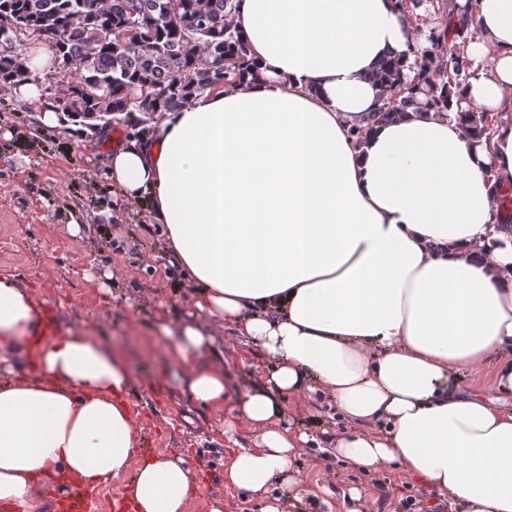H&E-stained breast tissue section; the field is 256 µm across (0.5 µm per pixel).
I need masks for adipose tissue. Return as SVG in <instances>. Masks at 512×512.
<instances>
[{
  "label": "adipose tissue",
  "mask_w": 512,
  "mask_h": 512,
  "mask_svg": "<svg viewBox=\"0 0 512 512\" xmlns=\"http://www.w3.org/2000/svg\"><path fill=\"white\" fill-rule=\"evenodd\" d=\"M493 67L451 108L372 114L371 74L414 43L397 0H235L254 74L195 94L107 160L128 199L151 193L165 249L211 324L236 327L270 369L236 410L256 434L226 486L288 512L269 488L305 435L285 395L321 393L350 422L336 453L392 465L462 512H512V405L465 386L479 366L512 390V0H472ZM479 106L492 136L457 103ZM125 360L87 333L44 334L32 292L0 276V512H43L64 481L131 474L129 512H187L184 459L140 452ZM191 399L230 396L222 368L187 373Z\"/></svg>",
  "instance_id": "adipose-tissue-1"
}]
</instances>
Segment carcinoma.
Returning <instances> with one entry per match:
<instances>
[{
  "mask_svg": "<svg viewBox=\"0 0 512 512\" xmlns=\"http://www.w3.org/2000/svg\"><path fill=\"white\" fill-rule=\"evenodd\" d=\"M233 12L234 0H0V90L30 79L13 48L38 41L53 49L55 75L67 80V111L87 127L130 112L161 116L248 72ZM471 26L463 12L431 31L411 81L391 63L376 70L386 97L366 123L419 103L448 109V85L472 76L449 43Z\"/></svg>",
  "mask_w": 512,
  "mask_h": 512,
  "instance_id": "cac0c4a2",
  "label": "carcinoma"
}]
</instances>
